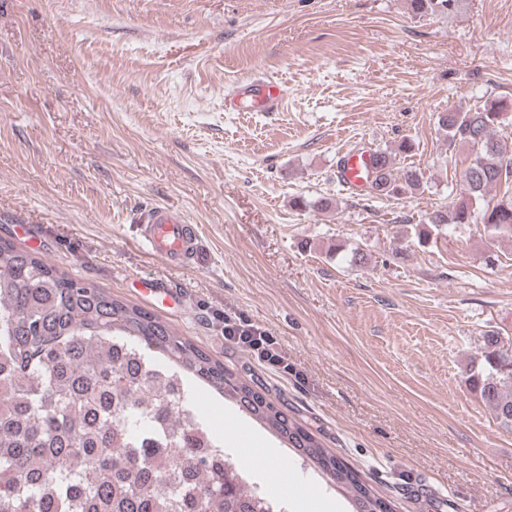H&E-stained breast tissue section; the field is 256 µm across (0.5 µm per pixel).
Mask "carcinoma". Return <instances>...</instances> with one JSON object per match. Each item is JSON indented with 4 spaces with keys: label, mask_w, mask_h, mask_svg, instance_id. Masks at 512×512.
<instances>
[{
    "label": "carcinoma",
    "mask_w": 512,
    "mask_h": 512,
    "mask_svg": "<svg viewBox=\"0 0 512 512\" xmlns=\"http://www.w3.org/2000/svg\"><path fill=\"white\" fill-rule=\"evenodd\" d=\"M466 0H408L412 13L452 18ZM499 101L439 115L448 147L471 160L459 197L434 227L483 224L512 232V155ZM371 190L398 197L423 186L395 177L373 153ZM500 198L488 197L494 189ZM471 391L512 427V348L486 336ZM233 400L307 458L365 512H392L357 471L250 383L150 312L77 280L0 237V512H288L249 482L200 413L186 377Z\"/></svg>",
    "instance_id": "cac0c4a2"
}]
</instances>
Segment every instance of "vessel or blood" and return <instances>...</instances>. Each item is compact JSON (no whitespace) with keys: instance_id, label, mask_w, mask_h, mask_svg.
Returning <instances> with one entry per match:
<instances>
[{"instance_id":"obj_1","label":"vessel or blood","mask_w":512,"mask_h":512,"mask_svg":"<svg viewBox=\"0 0 512 512\" xmlns=\"http://www.w3.org/2000/svg\"><path fill=\"white\" fill-rule=\"evenodd\" d=\"M283 99L281 89L273 83L237 82L232 95L224 99V108L238 110L241 103L255 102L263 111H279ZM372 166L368 151H347L336 163V176L350 189L358 191L366 184ZM140 237L146 249L155 257L175 265L188 262L197 255L199 235L195 225L187 223L180 211L164 204L152 206L140 226Z\"/></svg>"}]
</instances>
